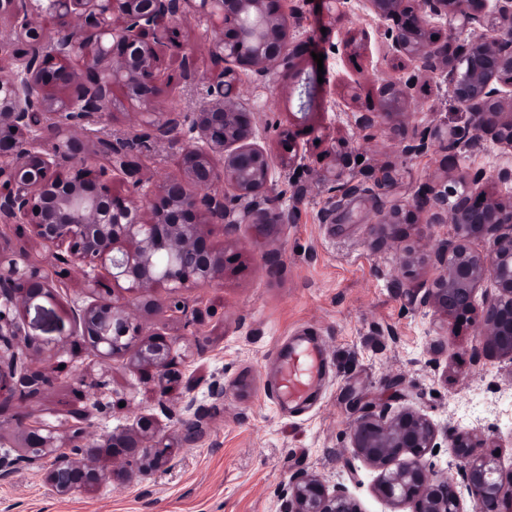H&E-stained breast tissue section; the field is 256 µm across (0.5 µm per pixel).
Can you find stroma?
Segmentation results:
<instances>
[{
  "mask_svg": "<svg viewBox=\"0 0 512 512\" xmlns=\"http://www.w3.org/2000/svg\"><path fill=\"white\" fill-rule=\"evenodd\" d=\"M299 7V34L325 48L341 45L369 25L360 9L339 24L324 25L314 0H300ZM179 27L198 77L165 83L158 105L181 113L180 140L146 141L147 127L128 105L116 109L110 123L86 124L126 139L133 153H146L145 175L154 181L178 175L182 149L193 141L192 114L205 97L201 75L210 68L208 47L216 38L209 24L193 15ZM339 68L361 85L352 114L334 113L332 97H325L316 120L326 126L327 138L300 139V171L273 174L282 192L278 206L296 208L293 223L241 224L231 234L223 225H208L212 245L230 247L234 255L223 277L212 286L181 291L185 317L161 312L146 319V333H163L173 341L178 380L169 393L159 394L152 372L132 371L123 358L101 363L81 347L52 363L56 383L50 392L33 401L13 399L0 409V454H13L22 444L19 417L32 415L67 433L77 405L73 390L82 387L99 404L87 421V438L154 416L173 443L166 465L64 498L50 490L45 467L22 466L0 480V512H276L290 476L300 470L345 486L362 512H413L412 504L394 507L378 498L376 473L363 462L355 463L358 481L349 479V428L358 407L369 405L411 407L434 420L439 433L436 451L428 456L430 468L456 484H463V471L451 455L448 435L458 428H481L490 446L498 448L503 472H512V360L476 358L480 314L443 319L404 293L425 273L403 267L401 248H427L452 238V226L399 224L388 227L384 245H376L379 228L371 194L363 189L370 171L388 164L396 172L392 198L410 204L414 192L431 181L442 155L435 150L404 155L384 129L355 125L354 113L367 111L376 86L392 73L382 37H372L365 54L341 61ZM242 89L259 106L258 144L273 156L283 155L282 132L296 109L287 82L271 83L250 73ZM407 110L409 122L423 128L467 123L465 109L440 77L420 78ZM337 139L347 142L355 158L350 171L362 185L348 196L318 179L334 160ZM506 166L512 167V151L489 139L455 163L460 171L486 172L479 191L505 202L512 200V183H499L492 175ZM65 271L52 297L18 307L20 353L68 338L71 309L90 302L85 269L75 264ZM306 340L323 349L326 376L310 405L278 407L266 396L276 360ZM216 384L224 388L218 404L210 397ZM188 397L212 410L203 438L193 443L184 440L176 418Z\"/></svg>",
  "mask_w": 512,
  "mask_h": 512,
  "instance_id": "stroma-1",
  "label": "stroma"
}]
</instances>
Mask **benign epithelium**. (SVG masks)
<instances>
[{"label": "benign epithelium", "instance_id": "obj_1", "mask_svg": "<svg viewBox=\"0 0 512 512\" xmlns=\"http://www.w3.org/2000/svg\"><path fill=\"white\" fill-rule=\"evenodd\" d=\"M29 0H0V18L13 19L17 66L0 69V224L32 227L41 244L63 252L57 260L79 263L90 272L86 287L94 300L74 315L89 349L102 362L129 357L135 369L157 374L160 393L176 376L170 345L143 334L142 319L167 309L180 313L179 301L160 302L152 288L165 284L177 293L218 280L224 256L207 241L206 223L288 224L294 209L272 206L275 160L256 139V112L237 89L245 72L288 82L297 111L282 132L293 146V128L305 124L319 95L318 73L302 67L315 50L310 37L294 38L288 17L290 0H44L42 11L56 21L54 34L28 14ZM327 18L337 22L353 10L352 0H318ZM375 31L383 32L395 75L376 89L377 105L355 123L390 125L402 153L443 154V187H420L412 208L426 213L427 224H451L454 239L429 250L407 248L402 265L430 264L436 275L408 289L412 301L443 317L481 308L482 353L512 359V203L448 187V175L460 152L489 138L512 150V0H357ZM204 16L217 28L210 46L212 73L208 100L193 119L195 145L181 154V175L159 184L143 177V160L110 136L91 137L71 130V122L112 116L117 104L112 87L121 85L127 101L141 109L155 137L179 138L180 116L152 110L165 48L182 55L180 76L190 77L188 44L178 39V20ZM446 24L448 35L434 36ZM440 76L451 97L469 114L465 128L435 125L421 130L404 114L417 74ZM351 152L344 146L321 180L346 194L358 186L350 177ZM224 190H214L219 179ZM375 188L389 191L395 170L381 165L371 172ZM133 186L132 199L112 194V181ZM382 226L407 224L410 211L395 200L373 195ZM489 240V250L471 247ZM60 272L29 264L21 269L0 246V407L14 397L32 399L51 390L48 369L17 363L14 348L21 329L11 312L50 295ZM133 293V303L112 301V288ZM178 423L188 435L205 433L208 409L183 402ZM90 414L71 412L72 435L63 436L39 420L25 418V454L0 455V478L19 466L50 461L46 481L59 496L95 487L109 479L123 482L127 468L141 472L166 463V437L153 418L113 431L92 443L78 444ZM438 429L420 410L367 409L351 423L353 456L378 472L374 493L414 512H464L457 485L433 473L432 453ZM479 430L451 435V453L463 465L464 481L475 512H512V475L503 476L496 456L486 453ZM108 455L121 467H99ZM278 512H360L342 486H329L314 471L294 473Z\"/></svg>", "mask_w": 512, "mask_h": 512}]
</instances>
